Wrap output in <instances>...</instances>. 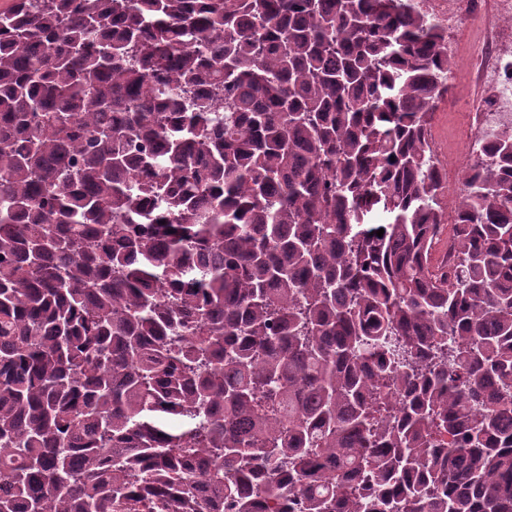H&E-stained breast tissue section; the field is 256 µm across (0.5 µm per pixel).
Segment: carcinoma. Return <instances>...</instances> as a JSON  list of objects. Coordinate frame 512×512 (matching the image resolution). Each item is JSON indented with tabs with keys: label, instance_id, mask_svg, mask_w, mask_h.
<instances>
[{
	"label": "carcinoma",
	"instance_id": "carcinoma-1",
	"mask_svg": "<svg viewBox=\"0 0 512 512\" xmlns=\"http://www.w3.org/2000/svg\"><path fill=\"white\" fill-rule=\"evenodd\" d=\"M453 68L415 0L0 11V512H512V126L433 273Z\"/></svg>",
	"mask_w": 512,
	"mask_h": 512
}]
</instances>
